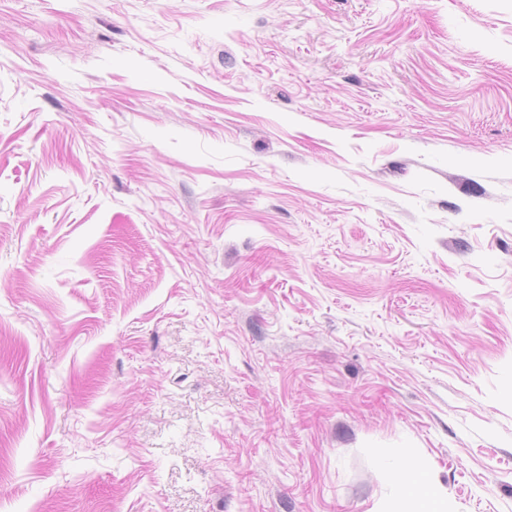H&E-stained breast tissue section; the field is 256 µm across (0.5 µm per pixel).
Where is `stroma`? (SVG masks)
<instances>
[{"label":"stroma","instance_id":"obj_1","mask_svg":"<svg viewBox=\"0 0 512 512\" xmlns=\"http://www.w3.org/2000/svg\"><path fill=\"white\" fill-rule=\"evenodd\" d=\"M512 512V0H0V512ZM409 460L402 461L397 467V481L395 486V492L398 500L401 503V507L395 512H417V508L414 507V499L411 496V488L414 481L415 475L412 473L409 465Z\"/></svg>","mask_w":512,"mask_h":512}]
</instances>
